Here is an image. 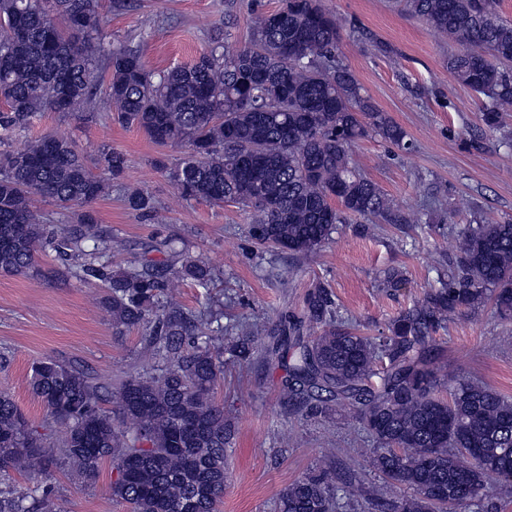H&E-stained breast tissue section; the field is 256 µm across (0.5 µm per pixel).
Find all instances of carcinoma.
I'll list each match as a JSON object with an SVG mask.
<instances>
[{
    "mask_svg": "<svg viewBox=\"0 0 512 512\" xmlns=\"http://www.w3.org/2000/svg\"><path fill=\"white\" fill-rule=\"evenodd\" d=\"M409 11L458 46L448 73L488 99L484 125L497 131L512 109V22L498 0H405ZM99 0H0V131H24L47 112H112L156 144L183 149L172 177L185 200L253 209L249 237L293 255L319 251L338 224L355 217L386 224L408 220L353 161L357 141L374 133L401 146L405 132L336 64L340 26L321 0H282L257 17L244 45L210 39L193 62L151 71L137 47L103 38ZM110 77L98 95L95 68ZM125 154L102 146L99 173L76 145L44 134L8 153L0 167V272L24 275L47 250L75 257L73 276L96 281L112 327L137 328L157 373L102 383L52 359L32 368L30 389L45 410L30 423L0 392V471L29 475L32 487H0V512H61L41 490L60 448L68 468L93 478L108 461L112 498L131 512H219L229 480L227 449L235 428L214 387L224 375V337L243 363L253 341L271 336L270 360L285 364L280 398L321 414L352 413L375 440L372 468L393 488L408 490L393 512H475L487 479L512 498V400L488 386L448 379L428 361L433 333L489 301L512 321V222L481 216L461 232L457 265L424 300L398 315L385 336L336 326L323 286L307 299V323L242 322L224 312L189 314L164 301L185 280L200 288L215 277L200 257L159 270L131 255L110 262L112 233L90 204L120 178ZM48 199L70 214L49 224L34 201ZM126 207L156 212L152 197L132 188ZM110 398L112 409L101 406ZM64 432L53 441L50 424ZM336 475L326 469L286 486L276 512H336Z\"/></svg>",
    "mask_w": 512,
    "mask_h": 512,
    "instance_id": "1",
    "label": "carcinoma"
}]
</instances>
